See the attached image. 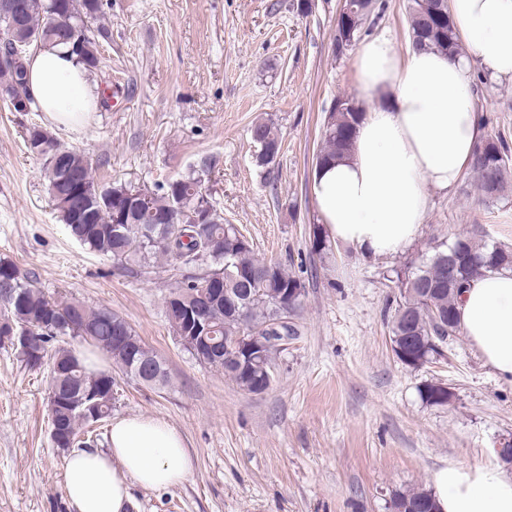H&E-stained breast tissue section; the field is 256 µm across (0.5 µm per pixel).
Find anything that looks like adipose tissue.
Returning <instances> with one entry per match:
<instances>
[{"mask_svg":"<svg viewBox=\"0 0 512 512\" xmlns=\"http://www.w3.org/2000/svg\"><path fill=\"white\" fill-rule=\"evenodd\" d=\"M458 40L467 51L447 55L392 39H365L355 56L360 87L375 100L356 130L349 154L318 167L313 195L331 239L364 256L402 251L419 232L430 188H453L470 167L483 130L474 72L512 82V0H448ZM28 90L60 125L77 126L97 97L84 65L59 47L38 49ZM460 326L497 377L512 384V269L488 271L465 288ZM193 468L181 434L148 416L116 419L110 449L70 453L65 494L75 512H130V485L167 490ZM432 494L438 512H512V476L497 466L441 468Z\"/></svg>","mask_w":512,"mask_h":512,"instance_id":"1","label":"adipose tissue"}]
</instances>
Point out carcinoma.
<instances>
[{"label": "carcinoma", "instance_id": "carcinoma-1", "mask_svg": "<svg viewBox=\"0 0 512 512\" xmlns=\"http://www.w3.org/2000/svg\"><path fill=\"white\" fill-rule=\"evenodd\" d=\"M21 5L12 31L0 34L14 55L0 65V98L17 112L36 107L27 90V63L34 48L64 45L88 68H100L99 39L107 37L103 0H15ZM365 0L352 19L350 32L336 27L332 52L341 57L362 38L368 20ZM410 13L412 43L450 55L462 53L451 16L428 22L435 0H413ZM362 111L349 98H339L323 124V142L316 163L343 158L352 148ZM256 145L282 149L278 129L270 120L251 127ZM28 151L44 159L41 177L47 185L54 210L72 238L90 251L112 258L123 269L147 270L169 261L187 271L165 298V310L175 335L186 331L187 311L200 302L206 289L216 286L224 294H247L249 316L245 321L224 313V301L207 313L215 340L231 342L239 336H261L264 326L295 313L304 293L284 307L285 295L293 288H305L301 278L288 273L280 263L260 260L248 238L233 224L224 223L211 200L208 183L217 160L203 156L188 173L171 178L156 189L127 184L106 185L95 177L103 165L87 153L60 144L39 125L27 129ZM509 147L502 138L481 139L474 149L472 171L477 178L478 200L490 207L512 190V166L507 164ZM312 248L329 253L330 241L319 225H313ZM512 268V249L507 246L477 245L470 237L433 248L421 265L397 277L395 308L390 320L391 348L413 360L402 364L418 368L442 355L446 340L459 332L457 298L475 276ZM29 332L37 337L36 363L50 357L53 364L52 393L63 403L57 405L56 420L67 441L61 448L80 442L83 429L112 416V386L115 379L105 372H90L71 348L78 341L95 347L112 360L123 374L136 376L126 354L112 347L116 337L132 331L129 323L107 308H92L78 301L46 295L33 276L22 274L7 258H0V344L14 346L15 337ZM59 346L48 349L51 341ZM277 348L267 350L264 368L252 376L227 361H213L209 367L247 393L267 383L272 374ZM421 400L430 406H445L448 396L426 382L418 388ZM432 491L413 487L394 494L392 512H434Z\"/></svg>", "mask_w": 512, "mask_h": 512}]
</instances>
